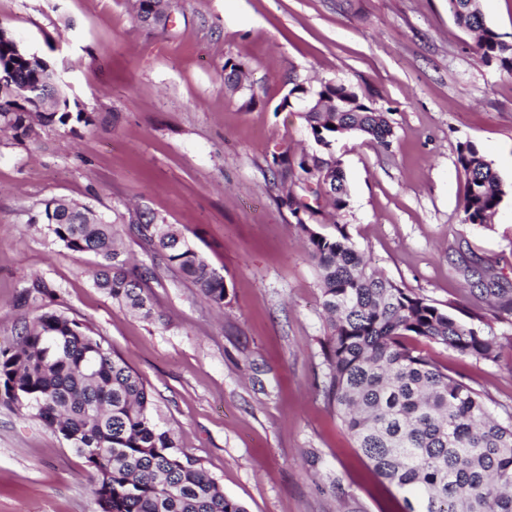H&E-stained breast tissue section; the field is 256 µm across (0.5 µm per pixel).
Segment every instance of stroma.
Here are the masks:
<instances>
[{"label": "stroma", "instance_id": "stroma-1", "mask_svg": "<svg viewBox=\"0 0 512 512\" xmlns=\"http://www.w3.org/2000/svg\"><path fill=\"white\" fill-rule=\"evenodd\" d=\"M0 27L56 69L92 125L0 133V347L33 307L38 278L70 317L145 380L157 423L247 512H403L324 400L323 317L305 228L344 226L359 253L429 303H458L498 336L496 362L412 336L410 348L480 391L512 422V315L470 289L490 269L512 297V75L484 62L448 0H169L166 25L132 0H0ZM248 72L230 91L225 62ZM341 81L389 113L387 144L340 138L348 205L298 225L272 155L315 144L293 83ZM474 142L506 185L493 220L463 223L458 150ZM92 207L120 231L129 265H151L153 318L113 301L100 259L56 244L32 216L47 200ZM175 225L224 279L223 308L127 234L130 207ZM68 443L0 404V512H98ZM56 285L52 282L40 279L32 283L23 294L25 302L32 300L33 303H44L47 300L53 301L57 297Z\"/></svg>", "mask_w": 512, "mask_h": 512}]
</instances>
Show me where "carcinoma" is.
Wrapping results in <instances>:
<instances>
[{
    "label": "carcinoma",
    "mask_w": 512,
    "mask_h": 512,
    "mask_svg": "<svg viewBox=\"0 0 512 512\" xmlns=\"http://www.w3.org/2000/svg\"><path fill=\"white\" fill-rule=\"evenodd\" d=\"M162 2L136 0L139 20L166 24ZM477 2L449 0V6L460 27L478 34L482 59L498 61L512 75V42L488 26ZM2 65L12 66L13 84L36 93L20 104L0 88V132L21 142L34 132L35 119L61 127L94 122L87 112L58 107L67 98L60 95L57 77L10 36L0 38ZM288 95L313 101L302 117L322 153L332 154L336 140L346 134L380 143L392 134L388 113L367 106L342 83L325 82L308 93L296 83ZM458 163L466 175L462 223L487 224L505 195L503 181L471 142L460 146ZM273 164L280 185L296 184L318 201L311 185L321 180L333 207L347 205L346 178L336 161L304 154L294 163L284 151L273 156ZM287 201L308 235L327 315L322 393L376 474L404 494L405 512H512V424L501 423L478 392L404 342L408 336L423 337L494 362L497 336L462 322L453 305L437 307L380 274L343 227H336L335 235L309 228L303 215L315 209L291 189ZM33 223L66 249L99 256L95 286L129 309L151 315L144 285L153 269L126 268L114 225L85 205L60 199L47 201ZM129 223L154 257L190 279L209 301L224 305V278L182 233L143 213ZM473 274L477 285L497 294L502 310L511 313L512 298L495 276L484 269ZM56 297V285L43 279L23 294L24 301L34 303ZM18 336L16 346L0 348V400L34 411L68 442L90 471L99 512H247L184 454L173 433L159 427L143 378L87 325L63 311L46 312L24 323Z\"/></svg>",
    "instance_id": "1"
}]
</instances>
